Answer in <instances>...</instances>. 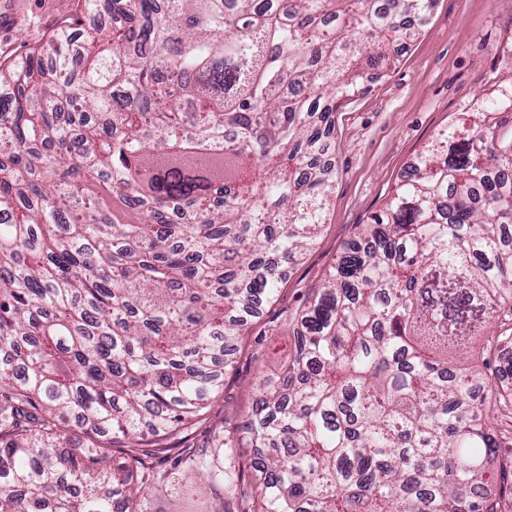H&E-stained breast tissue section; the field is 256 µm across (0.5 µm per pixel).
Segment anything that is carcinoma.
<instances>
[{
	"label": "carcinoma",
	"instance_id": "1",
	"mask_svg": "<svg viewBox=\"0 0 512 512\" xmlns=\"http://www.w3.org/2000/svg\"><path fill=\"white\" fill-rule=\"evenodd\" d=\"M432 3L77 0L112 23L0 64V512H138L163 487L145 447L223 389L319 233L337 104ZM503 170L512 140L442 130L344 249L257 385L242 512H504L512 382L471 352L492 321L512 345ZM190 474L235 497L232 466Z\"/></svg>",
	"mask_w": 512,
	"mask_h": 512
}]
</instances>
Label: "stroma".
I'll list each match as a JSON object with an SVG mask.
<instances>
[{
    "label": "stroma",
    "mask_w": 512,
    "mask_h": 512,
    "mask_svg": "<svg viewBox=\"0 0 512 512\" xmlns=\"http://www.w3.org/2000/svg\"><path fill=\"white\" fill-rule=\"evenodd\" d=\"M15 21L0 30V59L23 55L46 41L70 15V0H10ZM390 70L375 73L364 93L334 114L329 157L334 187L315 244L287 268L274 299L239 336L224 371V389L183 438L151 460L166 472L162 489L148 492L142 512H224V487L190 480L172 461L184 449L214 453L233 438L241 479L235 503L254 493L252 448L243 424L262 375L278 372L294 349L293 330L313 288L322 284L342 248L381 213L400 178L437 132L456 119L512 137V0H436L425 25L393 53Z\"/></svg>",
    "instance_id": "35a3bbf8"
}]
</instances>
